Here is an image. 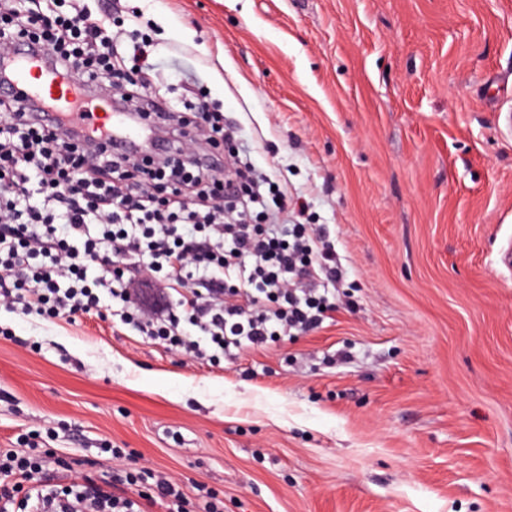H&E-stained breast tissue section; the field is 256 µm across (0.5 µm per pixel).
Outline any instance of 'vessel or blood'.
Returning <instances> with one entry per match:
<instances>
[{"label": "vessel or blood", "instance_id": "1", "mask_svg": "<svg viewBox=\"0 0 512 512\" xmlns=\"http://www.w3.org/2000/svg\"><path fill=\"white\" fill-rule=\"evenodd\" d=\"M7 63L11 75L6 92L40 98L53 103L58 109L72 110L73 86L64 76L49 68L40 51L27 45L17 46L8 55ZM92 124L98 128H111L115 142L123 147L133 145L141 136L140 128L130 126L122 113L112 111L105 104L94 112Z\"/></svg>", "mask_w": 512, "mask_h": 512}]
</instances>
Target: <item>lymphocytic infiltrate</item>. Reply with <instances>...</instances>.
I'll list each match as a JSON object with an SVG mask.
<instances>
[{
	"label": "lymphocytic infiltrate",
	"mask_w": 512,
	"mask_h": 512,
	"mask_svg": "<svg viewBox=\"0 0 512 512\" xmlns=\"http://www.w3.org/2000/svg\"><path fill=\"white\" fill-rule=\"evenodd\" d=\"M0 0V57L16 41L45 48L81 99L105 98L140 125L167 131L158 154L114 151L48 102L0 98V305L46 320L115 312L172 350L220 365L236 351L319 329L343 277L315 224L280 223L288 196L239 155L206 92L183 101L148 90L153 43L112 30L109 8L31 12ZM136 495L89 477L62 483L41 456L0 454V512H224L205 485L134 466Z\"/></svg>",
	"instance_id": "lymphocytic-infiltrate-1"
}]
</instances>
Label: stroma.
<instances>
[{
	"label": "stroma",
	"instance_id": "obj_1",
	"mask_svg": "<svg viewBox=\"0 0 512 512\" xmlns=\"http://www.w3.org/2000/svg\"><path fill=\"white\" fill-rule=\"evenodd\" d=\"M127 5L323 225L355 304L220 369L2 308L0 451L36 428L47 472L132 455L224 512H512V0Z\"/></svg>",
	"mask_w": 512,
	"mask_h": 512
}]
</instances>
